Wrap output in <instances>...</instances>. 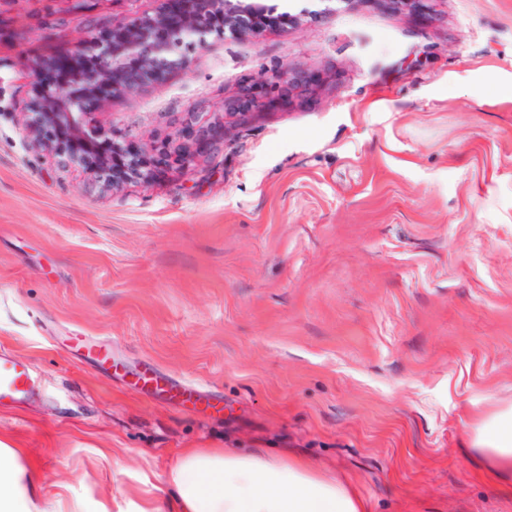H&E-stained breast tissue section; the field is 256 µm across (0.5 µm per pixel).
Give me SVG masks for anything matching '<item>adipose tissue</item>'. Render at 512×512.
I'll return each instance as SVG.
<instances>
[{"instance_id":"1","label":"adipose tissue","mask_w":512,"mask_h":512,"mask_svg":"<svg viewBox=\"0 0 512 512\" xmlns=\"http://www.w3.org/2000/svg\"><path fill=\"white\" fill-rule=\"evenodd\" d=\"M471 443L491 476L512 479V405L474 415ZM166 485L167 496L146 512H368L354 488L300 461L231 455L218 448L185 451ZM0 512H51L38 501L36 477L24 468L19 451L1 442Z\"/></svg>"}]
</instances>
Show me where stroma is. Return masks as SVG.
Instances as JSON below:
<instances>
[{"label":"stroma","instance_id":"obj_1","mask_svg":"<svg viewBox=\"0 0 512 512\" xmlns=\"http://www.w3.org/2000/svg\"><path fill=\"white\" fill-rule=\"evenodd\" d=\"M269 2L296 22L209 35L188 73L95 109L143 148L250 81L305 71L315 95L101 194L29 147V70L88 15L162 0H55L50 32L43 0H0V352L38 380L0 440L57 512H137L188 448L302 461L369 512H512L470 445L512 403V0ZM76 334L127 375L69 354ZM146 360L211 409L145 395Z\"/></svg>","mask_w":512,"mask_h":512}]
</instances>
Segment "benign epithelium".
Listing matches in <instances>:
<instances>
[{
    "instance_id": "7a95c632",
    "label": "benign epithelium",
    "mask_w": 512,
    "mask_h": 512,
    "mask_svg": "<svg viewBox=\"0 0 512 512\" xmlns=\"http://www.w3.org/2000/svg\"><path fill=\"white\" fill-rule=\"evenodd\" d=\"M182 2L177 21L170 20L162 9L151 16L106 20L112 30L109 43L92 35L100 20L89 21L72 50L82 58V65L55 83L46 81L44 73L56 60L35 61L30 72L31 96L24 112L30 145L49 153L62 168L83 170L101 191L108 192L130 181L149 184L160 171L185 166L200 148L220 150L231 126L263 111L280 87L297 95L315 94V85L305 72H284L267 86L247 83L237 96L224 100V111L204 121L189 114L183 120L180 140L156 139L145 156L127 151L112 127L90 110L89 103L98 94L129 91L172 72H188L187 51L205 45L207 35L216 28L256 34L264 29L259 21L267 16H277L275 22L282 26L292 19L286 11L277 13L266 0ZM117 156L124 159L119 174L113 168Z\"/></svg>"
}]
</instances>
